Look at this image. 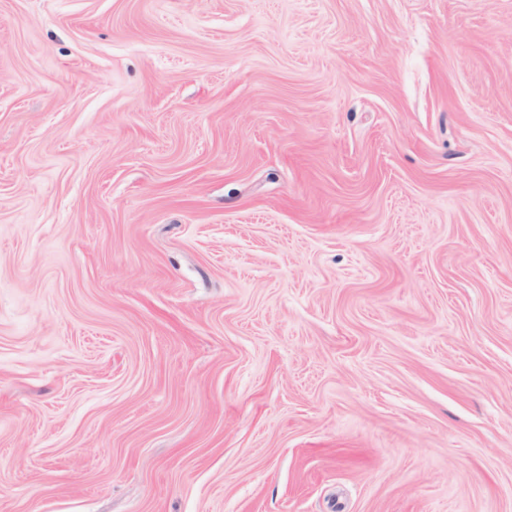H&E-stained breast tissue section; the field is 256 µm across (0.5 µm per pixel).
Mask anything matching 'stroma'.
<instances>
[{
    "instance_id": "1",
    "label": "stroma",
    "mask_w": 512,
    "mask_h": 512,
    "mask_svg": "<svg viewBox=\"0 0 512 512\" xmlns=\"http://www.w3.org/2000/svg\"><path fill=\"white\" fill-rule=\"evenodd\" d=\"M0 512H512V0H0Z\"/></svg>"
}]
</instances>
